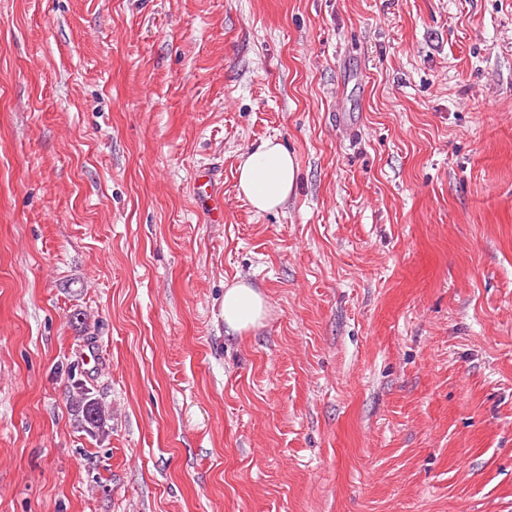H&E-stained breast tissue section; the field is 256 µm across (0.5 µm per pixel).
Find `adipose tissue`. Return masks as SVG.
I'll list each match as a JSON object with an SVG mask.
<instances>
[{"mask_svg":"<svg viewBox=\"0 0 512 512\" xmlns=\"http://www.w3.org/2000/svg\"><path fill=\"white\" fill-rule=\"evenodd\" d=\"M298 164L279 141H262L248 150L238 170V191L259 213L282 207L294 193ZM262 295L250 285L237 282L224 289V323L232 331L256 329L265 317Z\"/></svg>","mask_w":512,"mask_h":512,"instance_id":"1","label":"adipose tissue"}]
</instances>
